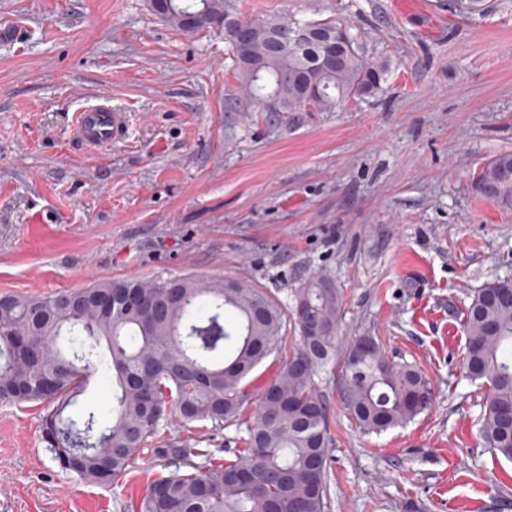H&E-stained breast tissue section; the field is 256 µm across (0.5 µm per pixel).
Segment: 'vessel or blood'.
<instances>
[{"label":"vessel or blood","instance_id":"1","mask_svg":"<svg viewBox=\"0 0 512 512\" xmlns=\"http://www.w3.org/2000/svg\"><path fill=\"white\" fill-rule=\"evenodd\" d=\"M71 133L74 139L95 149L125 140L131 128L126 112L97 104L75 112Z\"/></svg>","mask_w":512,"mask_h":512}]
</instances>
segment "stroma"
I'll list each match as a JSON object with an SVG mask.
<instances>
[{
    "instance_id": "35a3bbf8",
    "label": "stroma",
    "mask_w": 512,
    "mask_h": 512,
    "mask_svg": "<svg viewBox=\"0 0 512 512\" xmlns=\"http://www.w3.org/2000/svg\"><path fill=\"white\" fill-rule=\"evenodd\" d=\"M255 21L341 17L389 74L332 112H263L223 33L185 35L147 0H0V294L55 296L99 278H242L291 304L310 277L343 295V336L418 367L431 404L363 433L327 397L329 512H512V462L483 435L464 311L512 279V210L473 176L512 151V0L464 18L448 0H236ZM130 110L128 142L88 155L83 103ZM39 404H0V512H135L195 439L227 463L253 410L222 430L165 410L112 485L79 481L43 443Z\"/></svg>"
}]
</instances>
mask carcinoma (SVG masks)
I'll return each mask as SVG.
<instances>
[{
	"mask_svg": "<svg viewBox=\"0 0 512 512\" xmlns=\"http://www.w3.org/2000/svg\"><path fill=\"white\" fill-rule=\"evenodd\" d=\"M484 0H449L450 12L479 14ZM161 21L186 33L220 30L233 51L245 97L263 107L270 94L280 112H333L345 102L374 93L387 65L369 58L357 34L334 45L336 62L318 64L330 43L317 36L278 53L295 21L267 18L252 23L244 38L227 33L239 16L234 0H149ZM477 192L512 208V151L493 156L474 176ZM100 279L76 293L5 295L0 299V403L44 407L45 447L62 469L95 485H110L156 434L168 401L186 423L207 421L221 430L237 420L252 398L246 377L282 348L288 308L240 279ZM134 289L136 306L119 302ZM512 281L477 289L465 311L466 374L487 386L483 437L495 454L512 461ZM116 299L104 312L93 297ZM304 304L311 335L298 322L296 351L268 383L257 404L246 448L224 465H198L202 451L173 443L165 453L188 473L152 481L140 512H327L330 434L327 400L314 378L334 376L342 404L356 425L378 433L404 425L430 406L431 388L417 367L390 360L376 340L343 342L341 292L326 277L308 281L294 294ZM99 375L117 387L112 421L96 413H67L87 378Z\"/></svg>",
	"mask_w": 512,
	"mask_h": 512,
	"instance_id": "1",
	"label": "carcinoma"
}]
</instances>
